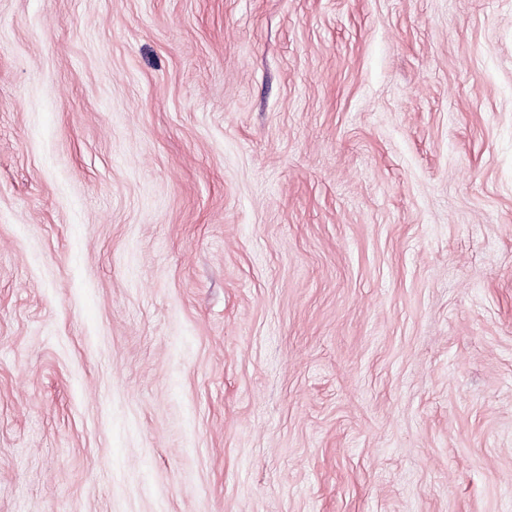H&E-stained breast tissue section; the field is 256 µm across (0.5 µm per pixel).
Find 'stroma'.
<instances>
[{
	"label": "stroma",
	"mask_w": 512,
	"mask_h": 512,
	"mask_svg": "<svg viewBox=\"0 0 512 512\" xmlns=\"http://www.w3.org/2000/svg\"><path fill=\"white\" fill-rule=\"evenodd\" d=\"M0 512H512V0H0Z\"/></svg>",
	"instance_id": "stroma-1"
}]
</instances>
